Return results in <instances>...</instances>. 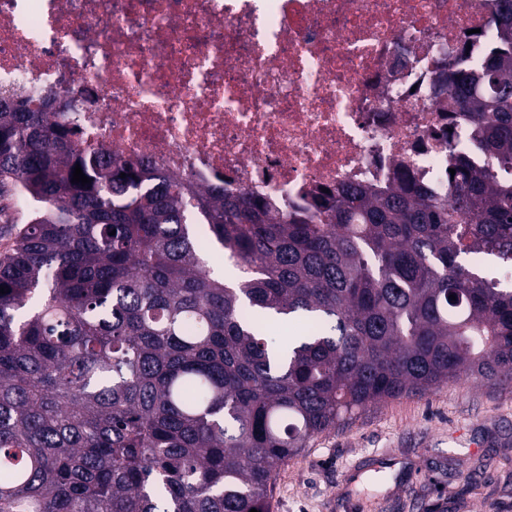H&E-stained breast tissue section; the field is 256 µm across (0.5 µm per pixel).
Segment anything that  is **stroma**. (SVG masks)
Here are the masks:
<instances>
[{
  "instance_id": "obj_1",
  "label": "stroma",
  "mask_w": 512,
  "mask_h": 512,
  "mask_svg": "<svg viewBox=\"0 0 512 512\" xmlns=\"http://www.w3.org/2000/svg\"><path fill=\"white\" fill-rule=\"evenodd\" d=\"M271 512H512V382L370 406L274 476Z\"/></svg>"
}]
</instances>
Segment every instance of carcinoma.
Here are the masks:
<instances>
[{"label": "carcinoma", "mask_w": 512, "mask_h": 512, "mask_svg": "<svg viewBox=\"0 0 512 512\" xmlns=\"http://www.w3.org/2000/svg\"><path fill=\"white\" fill-rule=\"evenodd\" d=\"M490 2L480 73H438L490 164L451 157L446 197L405 172L280 210L0 96V196L27 215L0 255V512H269L288 458L368 406L512 381V285L470 262L512 268V0ZM280 321L302 334L274 345Z\"/></svg>", "instance_id": "1"}]
</instances>
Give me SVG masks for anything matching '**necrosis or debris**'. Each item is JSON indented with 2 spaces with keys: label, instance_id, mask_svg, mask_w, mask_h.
Returning <instances> with one entry per match:
<instances>
[{
  "label": "necrosis or debris",
  "instance_id": "obj_1",
  "mask_svg": "<svg viewBox=\"0 0 512 512\" xmlns=\"http://www.w3.org/2000/svg\"><path fill=\"white\" fill-rule=\"evenodd\" d=\"M497 36L487 0H0V89L72 88L78 146L279 207L403 164L444 196L488 160L436 76Z\"/></svg>",
  "mask_w": 512,
  "mask_h": 512
}]
</instances>
